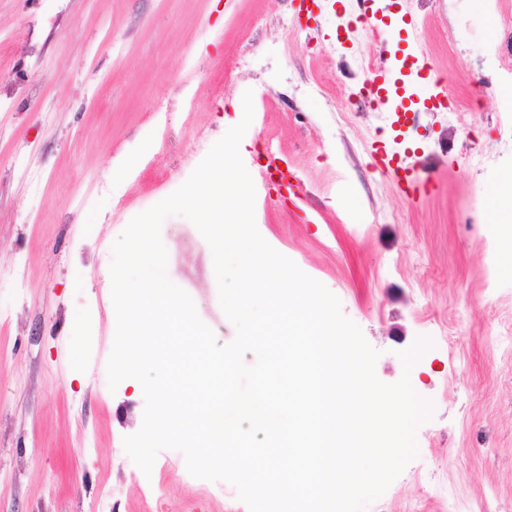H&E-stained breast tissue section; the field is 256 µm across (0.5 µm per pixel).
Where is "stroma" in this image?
<instances>
[{"label": "stroma", "instance_id": "stroma-1", "mask_svg": "<svg viewBox=\"0 0 512 512\" xmlns=\"http://www.w3.org/2000/svg\"><path fill=\"white\" fill-rule=\"evenodd\" d=\"M0 0V28L33 25L0 77V512H249L225 481L192 476L181 451L143 473L124 448L145 400L132 378L108 384L116 314L115 240L190 177L238 124L253 94L242 156L264 240L321 282L380 352L385 383L409 374L433 415L419 453L364 512H512V274L486 285L492 223L512 176V0H396L418 17V47L456 98L400 124L366 104L362 32L344 42L341 0ZM402 141L433 179L411 197L375 165ZM300 178L307 203L275 197L263 153ZM135 162L122 178L114 165ZM161 239L168 279L219 343L234 325L212 251L174 215ZM432 342L404 371L399 351ZM108 486V501L99 498Z\"/></svg>", "mask_w": 512, "mask_h": 512}]
</instances>
